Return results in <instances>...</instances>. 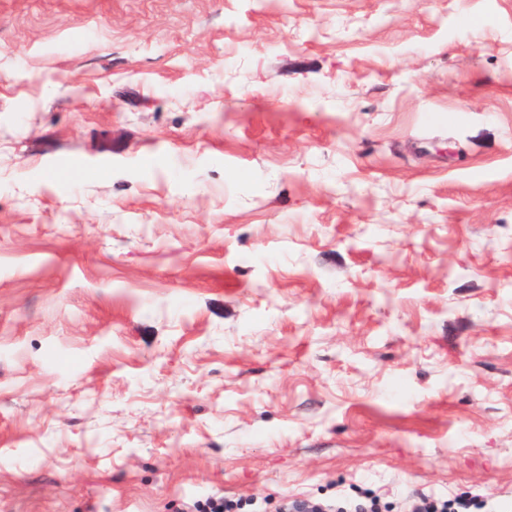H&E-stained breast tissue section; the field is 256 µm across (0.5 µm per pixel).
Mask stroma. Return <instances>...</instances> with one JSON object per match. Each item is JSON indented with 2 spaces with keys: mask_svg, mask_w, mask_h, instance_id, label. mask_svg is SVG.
Here are the masks:
<instances>
[{
  "mask_svg": "<svg viewBox=\"0 0 512 512\" xmlns=\"http://www.w3.org/2000/svg\"><path fill=\"white\" fill-rule=\"evenodd\" d=\"M512 500V0H0V512Z\"/></svg>",
  "mask_w": 512,
  "mask_h": 512,
  "instance_id": "1",
  "label": "stroma"
}]
</instances>
